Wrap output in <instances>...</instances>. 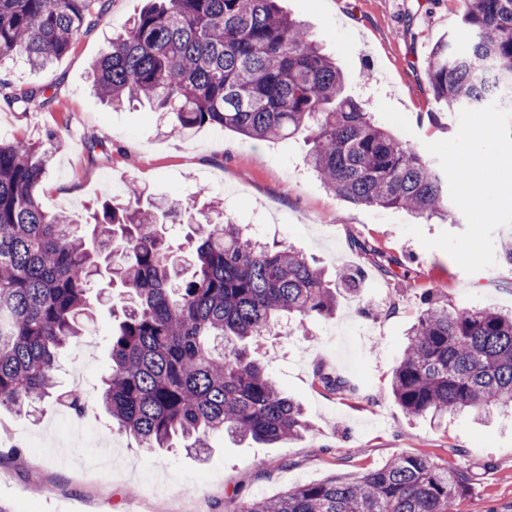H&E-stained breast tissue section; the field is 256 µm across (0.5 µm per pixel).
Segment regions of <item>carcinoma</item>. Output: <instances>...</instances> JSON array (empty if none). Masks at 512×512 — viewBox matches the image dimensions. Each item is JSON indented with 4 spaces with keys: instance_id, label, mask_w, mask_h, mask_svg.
I'll return each mask as SVG.
<instances>
[{
    "instance_id": "obj_1",
    "label": "carcinoma",
    "mask_w": 512,
    "mask_h": 512,
    "mask_svg": "<svg viewBox=\"0 0 512 512\" xmlns=\"http://www.w3.org/2000/svg\"><path fill=\"white\" fill-rule=\"evenodd\" d=\"M470 41L438 42L425 62L437 103L450 112L493 101L512 108V0H458ZM106 0H0V52L45 68L69 51ZM113 108L146 101L170 131L218 126L257 140L309 132L307 164L336 198L455 223L446 177L344 94L336 62L278 0H159L134 17L91 67ZM50 88L0 80V103L47 109ZM55 135L0 139V406L30 415L52 400L70 413L83 394L56 390L58 352L92 316V287L121 289L107 337L111 372L100 403L112 424L154 452L176 437L201 453L226 433L274 446L313 433L300 404L254 357L282 317H329L337 296L361 288L357 269L334 277L299 251L260 243L211 205L105 197L85 218L44 211L36 188ZM196 236L188 267L168 225ZM331 394L351 389L320 368ZM410 416L512 411V314L448 306L427 293L390 382ZM463 465L400 454L383 466L252 500L240 512H455L472 490Z\"/></svg>"
}]
</instances>
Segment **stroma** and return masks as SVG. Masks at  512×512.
<instances>
[{"label": "stroma", "mask_w": 512, "mask_h": 512, "mask_svg": "<svg viewBox=\"0 0 512 512\" xmlns=\"http://www.w3.org/2000/svg\"><path fill=\"white\" fill-rule=\"evenodd\" d=\"M145 0H108L104 15L83 30L71 50L44 69L16 57L0 60V80L21 88L50 87L55 99L26 114L0 104V138L37 141L55 133L58 147L49 176L36 189L44 210L87 215L103 193L125 198L129 186L169 202L206 201L223 207L260 240L302 251L328 271L363 272L359 292L341 294L333 316L306 327L282 322L256 356L281 390L298 400L314 432L278 448L212 435L208 449L187 453L181 443L147 452L118 432L99 406L109 374L106 336L114 319L99 308L88 330L60 356L56 381L66 390L83 378L84 422L109 443L72 445L57 427L55 405L32 421L0 410V505L8 512H239L244 501L273 498L334 475L383 465L401 453L429 457L442 467L469 465L475 475L457 512H512V419L476 420L464 412L433 422L404 413L389 392L408 328L422 308L423 289L435 287L461 308L512 311V269L504 264L466 273L447 253L425 249L403 225L427 237L466 228L415 219L406 211L354 205L329 194L308 169L305 133L258 141L213 126L178 135L162 126L155 109L140 104L115 110L90 89L91 63ZM335 58L347 93L360 97L379 124L416 148L452 138L456 114L436 103L424 62L433 45L465 43L457 0H282ZM98 150H91V143ZM381 249L377 267L352 239ZM330 370L359 387L332 395L315 379Z\"/></svg>", "instance_id": "obj_1"}]
</instances>
